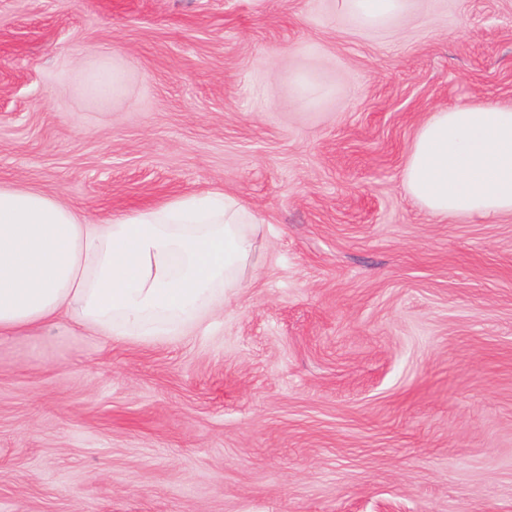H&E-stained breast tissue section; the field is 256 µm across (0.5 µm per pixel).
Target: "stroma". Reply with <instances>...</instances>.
<instances>
[{"mask_svg": "<svg viewBox=\"0 0 512 512\" xmlns=\"http://www.w3.org/2000/svg\"><path fill=\"white\" fill-rule=\"evenodd\" d=\"M482 102L512 105V0L371 33L337 0H0V181L263 221L181 335L0 337V512H512V216L402 183L420 122Z\"/></svg>", "mask_w": 512, "mask_h": 512, "instance_id": "stroma-1", "label": "stroma"}]
</instances>
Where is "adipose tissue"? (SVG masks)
<instances>
[{
  "label": "adipose tissue",
  "mask_w": 512,
  "mask_h": 512,
  "mask_svg": "<svg viewBox=\"0 0 512 512\" xmlns=\"http://www.w3.org/2000/svg\"><path fill=\"white\" fill-rule=\"evenodd\" d=\"M412 0H342L379 29ZM430 214L512 215V105L463 104L419 125L402 172ZM258 230L229 194L181 196L105 224L56 197L0 184V335L66 318L108 336H164L225 289L243 285Z\"/></svg>",
  "instance_id": "obj_1"
}]
</instances>
